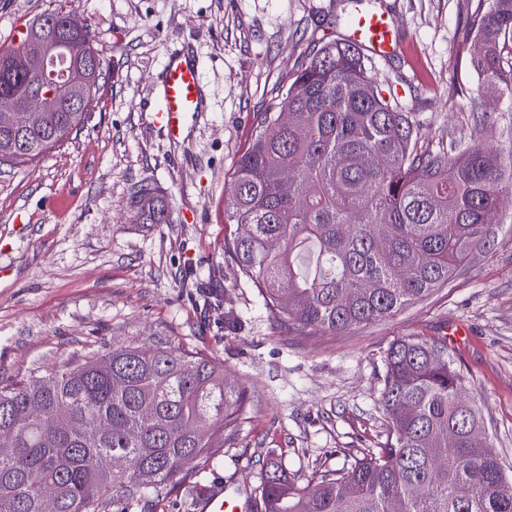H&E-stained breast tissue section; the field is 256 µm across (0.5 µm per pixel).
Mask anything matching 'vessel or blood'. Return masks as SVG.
<instances>
[{"label":"vessel or blood","instance_id":"b4317fda","mask_svg":"<svg viewBox=\"0 0 512 512\" xmlns=\"http://www.w3.org/2000/svg\"><path fill=\"white\" fill-rule=\"evenodd\" d=\"M350 37L380 57L399 49L393 37L392 18L375 0H369L367 7L358 12ZM157 98L159 105L154 110V124L162 129L169 140H182L187 124L205 110L198 65L193 55L179 49L168 51ZM204 508L206 512H254L251 500L233 505L225 500L220 491L206 497Z\"/></svg>","mask_w":512,"mask_h":512}]
</instances>
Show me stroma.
I'll list each match as a JSON object with an SVG mask.
<instances>
[{"label": "stroma", "mask_w": 512, "mask_h": 512, "mask_svg": "<svg viewBox=\"0 0 512 512\" xmlns=\"http://www.w3.org/2000/svg\"><path fill=\"white\" fill-rule=\"evenodd\" d=\"M397 53L371 57L386 91L419 122L429 151L469 143L512 150V97L485 94L470 65L488 0H383ZM90 23L103 76L90 117L33 164H0V382L55 372L118 344L200 351L223 361L247 397L237 433L203 466L103 512H197L203 490L252 497L267 455L300 481L383 445L385 349L402 336H468L449 346L463 391L512 476V205L485 248L448 285L383 322L336 336L281 329L224 261V191L260 112L279 103L313 48L345 33L350 0H0V47L57 9ZM191 43L208 110L184 140L152 123L169 49ZM164 197L166 224L131 217L132 190Z\"/></svg>", "instance_id": "1"}]
</instances>
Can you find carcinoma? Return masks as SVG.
Returning a JSON list of instances; mask_svg holds the SVG:
<instances>
[{
	"label": "carcinoma",
	"instance_id": "obj_1",
	"mask_svg": "<svg viewBox=\"0 0 512 512\" xmlns=\"http://www.w3.org/2000/svg\"><path fill=\"white\" fill-rule=\"evenodd\" d=\"M19 46L0 48V95L28 90ZM71 83L96 97L102 75L90 25L68 32ZM471 66L486 89L512 96L501 65L512 45V0H490ZM282 100L293 109L257 119L225 197L224 260L255 288L270 319L290 332L336 335L391 317L448 284L486 245L488 216L512 196V151L474 142L452 153L422 149L414 113L383 94L362 47L332 40L309 53ZM89 109L49 100L45 119L0 112V163L24 166L84 125ZM138 224H165L168 206L139 187ZM378 403L386 443L351 467L305 484L282 461H263L260 512H512L508 480L481 413L461 397L448 342L415 336L384 356ZM245 389L197 351L117 345L48 376L0 385V512H102V495L132 498L211 458L236 431ZM469 488L463 495L461 489Z\"/></svg>",
	"mask_w": 512,
	"mask_h": 512
}]
</instances>
